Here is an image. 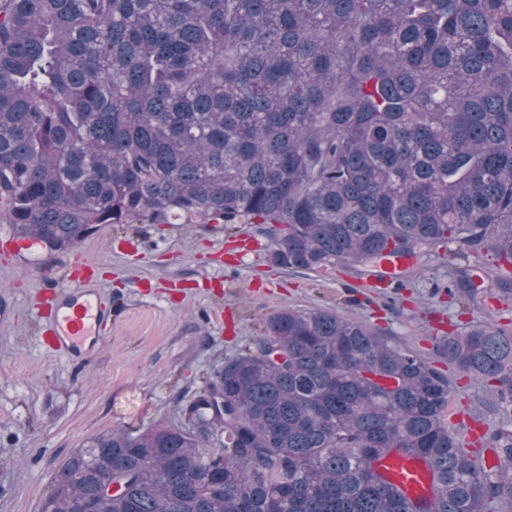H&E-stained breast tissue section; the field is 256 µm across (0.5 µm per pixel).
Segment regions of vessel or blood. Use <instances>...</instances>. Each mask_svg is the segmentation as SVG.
<instances>
[{
	"label": "vessel or blood",
	"mask_w": 512,
	"mask_h": 512,
	"mask_svg": "<svg viewBox=\"0 0 512 512\" xmlns=\"http://www.w3.org/2000/svg\"><path fill=\"white\" fill-rule=\"evenodd\" d=\"M38 248L30 238H0V253L7 255L32 254ZM96 282L94 263L84 259L66 271L64 284L51 281L39 290L44 319L39 341L45 350L71 359L99 342V329L111 321L112 311L103 306Z\"/></svg>",
	"instance_id": "obj_1"
}]
</instances>
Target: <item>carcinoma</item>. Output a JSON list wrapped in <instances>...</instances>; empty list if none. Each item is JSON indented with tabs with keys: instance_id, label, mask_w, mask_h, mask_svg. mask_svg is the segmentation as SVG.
Returning <instances> with one entry per match:
<instances>
[{
	"instance_id": "carcinoma-1",
	"label": "carcinoma",
	"mask_w": 512,
	"mask_h": 512,
	"mask_svg": "<svg viewBox=\"0 0 512 512\" xmlns=\"http://www.w3.org/2000/svg\"><path fill=\"white\" fill-rule=\"evenodd\" d=\"M259 224L281 267L356 276L455 246L512 287V0H0V223ZM512 425V333L439 341ZM449 378L326 310L281 309L179 419L92 438L40 512H512L448 423Z\"/></svg>"
}]
</instances>
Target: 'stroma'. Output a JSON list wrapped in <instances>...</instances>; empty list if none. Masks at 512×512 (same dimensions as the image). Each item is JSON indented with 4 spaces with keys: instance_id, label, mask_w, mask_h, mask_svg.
Returning a JSON list of instances; mask_svg holds the SVG:
<instances>
[{
    "instance_id": "35a3bbf8",
    "label": "stroma",
    "mask_w": 512,
    "mask_h": 512,
    "mask_svg": "<svg viewBox=\"0 0 512 512\" xmlns=\"http://www.w3.org/2000/svg\"><path fill=\"white\" fill-rule=\"evenodd\" d=\"M269 252L255 224H104L71 249L0 264V512H38L58 466L99 433L143 431L174 417L282 308L336 312L447 374L457 386L448 420L462 437L474 417L479 432L497 427L485 386L435 345L490 314L512 331V294L494 285L464 308L432 295L430 282L463 262L450 249L421 260L420 278L399 292L343 265L283 269ZM81 257L97 264L112 324L73 362L40 347L33 297Z\"/></svg>"
}]
</instances>
